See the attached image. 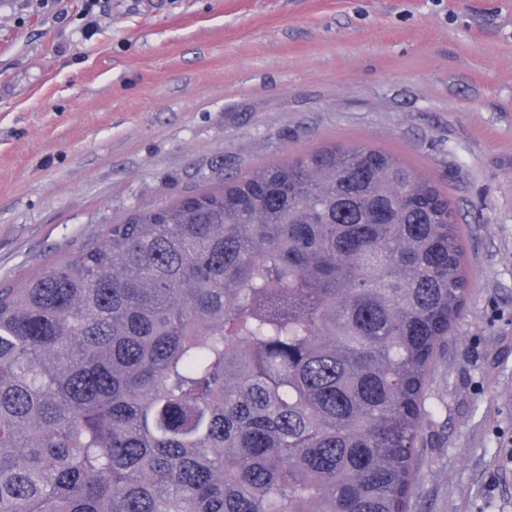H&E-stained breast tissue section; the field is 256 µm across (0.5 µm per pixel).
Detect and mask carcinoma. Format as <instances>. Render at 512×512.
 Segmentation results:
<instances>
[{
    "label": "carcinoma",
    "mask_w": 512,
    "mask_h": 512,
    "mask_svg": "<svg viewBox=\"0 0 512 512\" xmlns=\"http://www.w3.org/2000/svg\"><path fill=\"white\" fill-rule=\"evenodd\" d=\"M470 288L448 195L327 142L0 288V512H408Z\"/></svg>",
    "instance_id": "carcinoma-1"
}]
</instances>
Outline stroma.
<instances>
[{
  "label": "stroma",
  "instance_id": "1",
  "mask_svg": "<svg viewBox=\"0 0 512 512\" xmlns=\"http://www.w3.org/2000/svg\"><path fill=\"white\" fill-rule=\"evenodd\" d=\"M326 140L435 179L466 248L409 512H512V0H0V285Z\"/></svg>",
  "mask_w": 512,
  "mask_h": 512
}]
</instances>
